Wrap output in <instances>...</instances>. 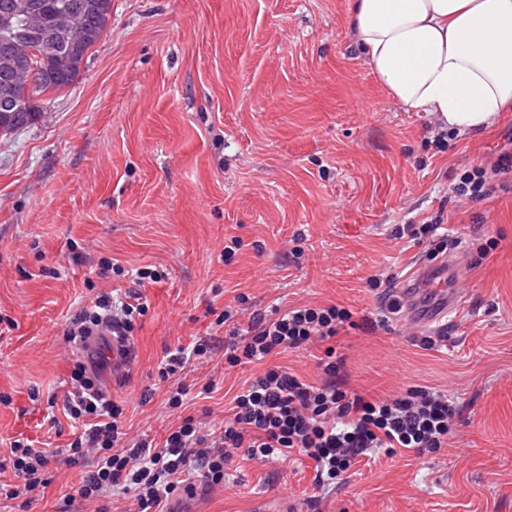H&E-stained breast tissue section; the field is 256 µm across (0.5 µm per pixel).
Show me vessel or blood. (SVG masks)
<instances>
[{
    "label": "vessel or blood",
    "instance_id": "vessel-or-blood-1",
    "mask_svg": "<svg viewBox=\"0 0 512 512\" xmlns=\"http://www.w3.org/2000/svg\"><path fill=\"white\" fill-rule=\"evenodd\" d=\"M455 273V261L445 258L416 265L401 288L408 318L430 327L457 311L462 295L455 285Z\"/></svg>",
    "mask_w": 512,
    "mask_h": 512
}]
</instances>
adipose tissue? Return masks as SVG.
Listing matches in <instances>:
<instances>
[{"label": "adipose tissue", "mask_w": 512, "mask_h": 512, "mask_svg": "<svg viewBox=\"0 0 512 512\" xmlns=\"http://www.w3.org/2000/svg\"><path fill=\"white\" fill-rule=\"evenodd\" d=\"M348 24L404 108L463 130L512 112V0H350Z\"/></svg>", "instance_id": "ef3b65f1"}]
</instances>
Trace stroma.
I'll list each match as a JSON object with an SVG mask.
<instances>
[{
    "mask_svg": "<svg viewBox=\"0 0 512 512\" xmlns=\"http://www.w3.org/2000/svg\"><path fill=\"white\" fill-rule=\"evenodd\" d=\"M348 6L112 0L77 81L38 98L35 124L0 136L1 452L22 436L70 442V420L46 405L68 389L65 320L156 265L169 275L147 290L127 367L101 370L128 434L160 439L175 426L158 379L164 351L205 335L228 305L242 325L254 311L342 305L358 322L336 346L350 389L429 385L463 408L441 454L382 456L323 492L307 460H239L223 489L180 496L174 512H512V193L476 202L453 191L464 171L495 160L512 112L458 132L405 110L355 45ZM439 213L459 240L467 293L443 352L415 345L427 330L402 314L384 330L360 325L385 297L372 277H408L431 257L432 244L394 238L395 225ZM102 259L115 265L106 278ZM189 368L216 389L188 398L187 413L211 410L218 424L257 371L225 370L220 350ZM82 473L51 469L44 499L27 511L0 502V512H58Z\"/></svg>",
    "mask_w": 512,
    "mask_h": 512,
    "instance_id": "obj_1",
    "label": "stroma"
}]
</instances>
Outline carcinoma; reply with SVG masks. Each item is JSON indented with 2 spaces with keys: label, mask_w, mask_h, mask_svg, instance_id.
I'll list each match as a JSON object with an SVG mask.
<instances>
[{
  "label": "carcinoma",
  "mask_w": 512,
  "mask_h": 512,
  "mask_svg": "<svg viewBox=\"0 0 512 512\" xmlns=\"http://www.w3.org/2000/svg\"><path fill=\"white\" fill-rule=\"evenodd\" d=\"M112 0H0V111L7 136L36 121V97L69 87L102 39Z\"/></svg>",
  "instance_id": "obj_1"
}]
</instances>
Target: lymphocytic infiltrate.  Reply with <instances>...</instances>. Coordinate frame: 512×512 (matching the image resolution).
Here are the masks:
<instances>
[{
	"label": "lymphocytic infiltrate",
	"instance_id": "f902f5d3",
	"mask_svg": "<svg viewBox=\"0 0 512 512\" xmlns=\"http://www.w3.org/2000/svg\"><path fill=\"white\" fill-rule=\"evenodd\" d=\"M454 191L474 200L512 192V133L491 167L465 171ZM165 278L163 270L148 266L137 270L123 295L100 292L67 318L66 343L86 349L95 341L105 348L110 337L130 339L150 308L144 286ZM234 316L232 308H225L221 320L229 329L224 341L209 336L177 347L167 352L159 368L160 379L172 383L167 405L176 410L189 392L179 376L191 357L220 349L227 367L262 365V372L246 380L233 397L223 429L207 428L203 420L188 415L162 443L126 437L120 428L122 409L99 380L101 360L79 359L70 372L63 411L80 425V434L63 457L11 442L0 472L12 470L17 481L0 482V496L36 501L49 485V465L60 460L84 467L77 503L88 512H107L103 500L115 489L132 496L134 512H169L176 492L191 496L199 488H223L227 468L241 455L261 462L307 458L315 469L314 485L321 489L342 483L363 460L393 456L401 449L419 457L438 454L454 438L461 410L443 390L412 386L396 395H365L348 388L339 376L342 362L334 342L352 319L349 310L304 304L273 319L255 311L243 328L233 325ZM316 343L324 346L317 362L321 380L310 381L269 363L274 356Z\"/></svg>",
	"mask_w": 512,
	"mask_h": 512
}]
</instances>
